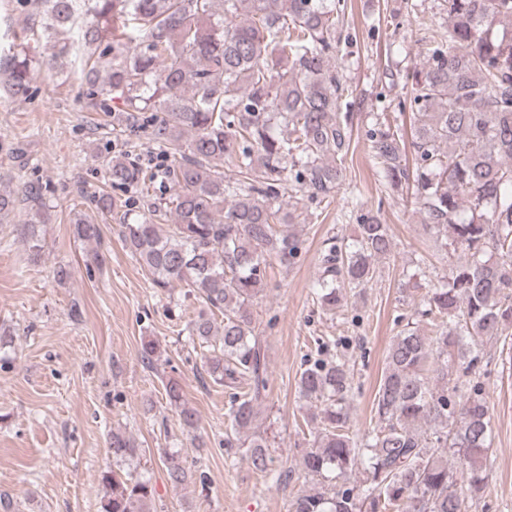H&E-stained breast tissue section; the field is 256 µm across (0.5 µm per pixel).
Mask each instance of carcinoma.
<instances>
[{
  "label": "carcinoma",
  "instance_id": "cac0c4a2",
  "mask_svg": "<svg viewBox=\"0 0 512 512\" xmlns=\"http://www.w3.org/2000/svg\"><path fill=\"white\" fill-rule=\"evenodd\" d=\"M49 58L25 43L0 55V90L27 97L33 70L69 54L57 36L93 20L81 33L90 54L112 56L105 75L86 64L88 97L112 116L115 136L144 133L162 158L168 202L144 203L149 176L128 153L98 150L112 187L137 196H95L97 209L120 223L124 243L160 288L184 283L199 304L188 336L212 344L207 372L230 390L224 447L245 449L251 468L273 478L267 438L254 423L268 395L263 346L253 334L251 305L265 287L269 260L295 263L302 240L282 226L300 223L280 197L290 190L323 202L335 192L350 146L352 122L340 104L353 94L334 64L338 45L354 43L347 0H38ZM447 26L428 30L422 68L412 75L420 126L408 165L402 134L375 115L368 130L381 180L410 194L425 213L429 234L446 235L457 255L448 274L429 285L418 315L427 336L408 322L386 354L374 398L377 424L360 438L349 432L348 360L308 361L299 393L315 405L318 430L301 449L302 467L320 485L293 503V512H467L484 498L488 474L489 406L479 381L481 346L512 328V0H438ZM239 177L224 178V158ZM33 202L22 233L33 259L42 252L41 187L0 192V214ZM174 216L163 230L158 213ZM356 236L331 243L316 295L329 310L342 302L340 284L368 285L376 262L393 248L389 226L371 212L356 217ZM75 234L95 248L99 225L75 220ZM222 316L217 324L216 316ZM436 365L437 384L427 381ZM180 426L196 429V411L178 379L166 386ZM112 459L138 455L121 432L108 441ZM170 482L194 479L186 457L165 450ZM467 498L453 489L456 472ZM99 512H148L150 479L102 472Z\"/></svg>",
  "mask_w": 512,
  "mask_h": 512
}]
</instances>
